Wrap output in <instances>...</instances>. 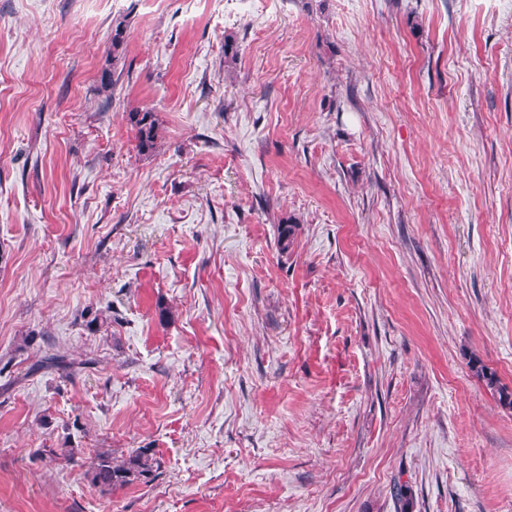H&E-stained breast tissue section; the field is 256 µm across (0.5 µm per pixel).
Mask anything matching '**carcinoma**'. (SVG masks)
I'll return each instance as SVG.
<instances>
[{
  "instance_id": "obj_1",
  "label": "carcinoma",
  "mask_w": 512,
  "mask_h": 512,
  "mask_svg": "<svg viewBox=\"0 0 512 512\" xmlns=\"http://www.w3.org/2000/svg\"><path fill=\"white\" fill-rule=\"evenodd\" d=\"M127 38L125 24L119 22L112 27V61H118ZM128 120L135 130L138 151L143 155L153 153L157 149L159 140V122L156 113L150 109L135 110L128 113ZM468 367L471 373L498 397L501 406L512 409V388L500 382L494 369L477 357L469 359ZM68 368L70 363L61 354L49 355L40 360L36 366L38 370ZM159 468V459L149 448H134L118 463L112 458L111 452L102 451L95 455L89 467V476L92 484L101 492L109 493L117 488L145 483ZM392 495L399 512H410L412 491L408 485L394 482Z\"/></svg>"
}]
</instances>
